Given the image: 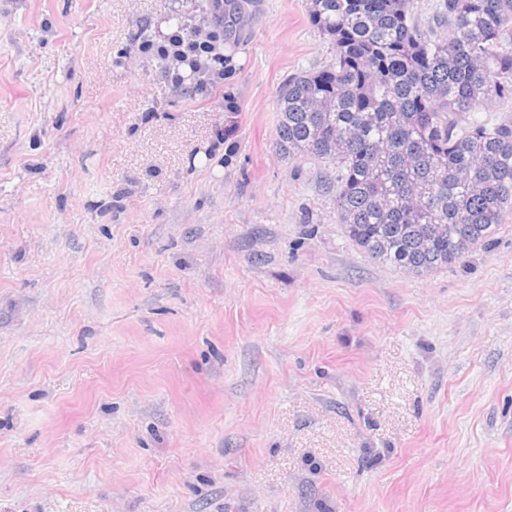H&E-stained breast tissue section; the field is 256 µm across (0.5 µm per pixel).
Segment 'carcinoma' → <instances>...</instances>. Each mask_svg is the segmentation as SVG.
<instances>
[{"label": "carcinoma", "instance_id": "cac0c4a2", "mask_svg": "<svg viewBox=\"0 0 512 512\" xmlns=\"http://www.w3.org/2000/svg\"><path fill=\"white\" fill-rule=\"evenodd\" d=\"M334 62L281 85L277 145L336 164L339 221L369 258L415 274L488 245L512 208V0H310Z\"/></svg>", "mask_w": 512, "mask_h": 512}]
</instances>
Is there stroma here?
Segmentation results:
<instances>
[{"label":"stroma","instance_id":"35a3bbf8","mask_svg":"<svg viewBox=\"0 0 512 512\" xmlns=\"http://www.w3.org/2000/svg\"><path fill=\"white\" fill-rule=\"evenodd\" d=\"M196 8L0 0V512H512V210L370 259L276 144L308 0L191 96L137 40Z\"/></svg>","mask_w":512,"mask_h":512}]
</instances>
